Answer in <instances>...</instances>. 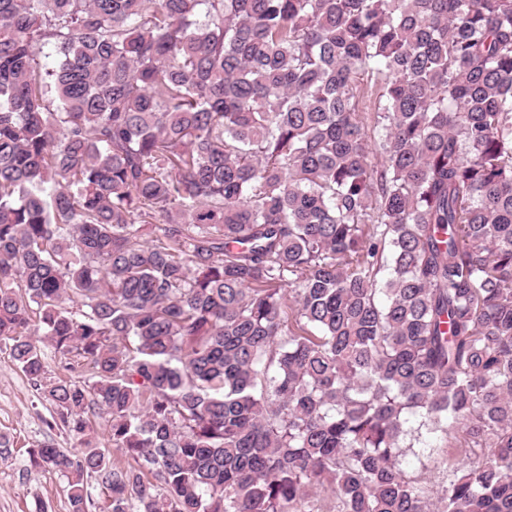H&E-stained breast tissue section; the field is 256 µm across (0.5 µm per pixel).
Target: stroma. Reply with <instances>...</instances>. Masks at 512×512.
Returning <instances> with one entry per match:
<instances>
[{
    "instance_id": "1",
    "label": "stroma",
    "mask_w": 512,
    "mask_h": 512,
    "mask_svg": "<svg viewBox=\"0 0 512 512\" xmlns=\"http://www.w3.org/2000/svg\"><path fill=\"white\" fill-rule=\"evenodd\" d=\"M51 414L49 403L38 397L8 349L0 345V434L10 438L13 451L12 459L0 460V512H37L42 503L48 512H68L66 484L59 475L22 473L27 450L38 442L48 440L72 452L79 449L73 435L49 427ZM426 441V446L406 450L401 467L407 476L423 478L436 491L447 485L465 457L457 449L441 447L436 435H428Z\"/></svg>"
}]
</instances>
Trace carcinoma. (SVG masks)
<instances>
[{
	"label": "carcinoma",
	"instance_id": "obj_1",
	"mask_svg": "<svg viewBox=\"0 0 512 512\" xmlns=\"http://www.w3.org/2000/svg\"><path fill=\"white\" fill-rule=\"evenodd\" d=\"M0 343L69 512H512V0H0ZM47 365L50 373L65 381L83 384L87 378V372L81 368L68 369L67 362L59 355L48 352ZM422 433L424 437L421 440H426L434 451L431 450L429 454V449L422 448L425 445L420 441L414 448H406L405 455L401 458V467L407 476L423 478L435 494L442 486L447 485L466 458L457 448H439L441 443L436 435H426L425 430Z\"/></svg>",
	"mask_w": 512,
	"mask_h": 512
}]
</instances>
